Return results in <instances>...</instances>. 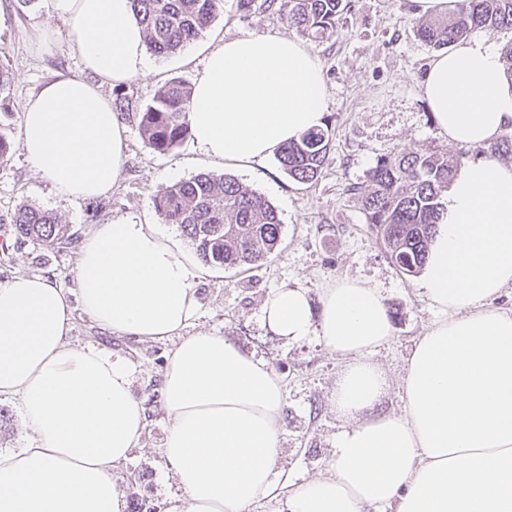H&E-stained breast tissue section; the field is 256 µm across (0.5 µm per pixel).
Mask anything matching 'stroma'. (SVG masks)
<instances>
[{
    "instance_id": "obj_1",
    "label": "stroma",
    "mask_w": 512,
    "mask_h": 512,
    "mask_svg": "<svg viewBox=\"0 0 512 512\" xmlns=\"http://www.w3.org/2000/svg\"><path fill=\"white\" fill-rule=\"evenodd\" d=\"M417 21L409 0H349L338 34L306 40V47L323 63L327 90L330 163L318 180L289 178L273 155L245 169L217 164L190 139L168 154L157 153L144 142L136 114L127 113L122 117L127 148L120 180L106 196L74 203L57 195L27 162L20 124L26 103L43 84L59 76L81 77L85 71L65 24L47 12L44 0H0V64L9 76L6 98L0 102V132L12 143L8 159L0 161V281L16 274L48 276L66 292L72 310L71 342L106 349L135 364L132 389L146 407V427L129 459L113 470L128 512L180 494L162 454L168 419L158 396L175 342H140L99 328L77 302L75 267L81 243L96 225L118 219L159 223L154 197L173 183L201 173L225 174L264 197L279 215L281 240L268 261L242 268L206 266L197 285L201 308L193 329L224 335L268 360L281 377L286 394L277 461L282 485L327 473L336 436L347 426L331 402L345 360L320 337L288 342L267 332L260 309L270 291L302 288L316 306L325 285L345 277L380 288L394 332L373 356L389 382L379 409L402 413L400 378L434 312L418 277L402 274L387 259L359 196L382 156L401 150H434L451 158L477 155L474 149L448 144L437 132L419 88L435 51L417 39ZM43 29L57 34L48 53L35 39ZM247 33L292 37L296 30L276 10L257 6L243 12L236 0H223L191 48L154 57L146 74L122 85L102 84L101 91L108 99L122 94L134 105L145 106L169 79L193 82L207 50ZM25 204L56 213L70 225L73 243L49 248L17 241L10 220Z\"/></svg>"
}]
</instances>
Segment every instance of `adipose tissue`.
I'll list each match as a JSON object with an SVG mask.
<instances>
[{
	"label": "adipose tissue",
	"instance_id": "1",
	"mask_svg": "<svg viewBox=\"0 0 512 512\" xmlns=\"http://www.w3.org/2000/svg\"><path fill=\"white\" fill-rule=\"evenodd\" d=\"M63 18L92 80L47 83L24 108L21 144L33 169L72 202L106 195L126 159L125 127L99 88L146 73L151 57L132 0H44ZM420 91L439 134L486 147L512 130V83L480 35L431 58ZM321 60L299 40L225 39L197 74L188 115L194 143L246 167L324 124ZM202 269L156 224L97 225L76 266L83 311L141 342L175 338L161 378L170 421L163 455L181 491L164 512H250L283 496L282 512H512V163L466 162L445 194L422 268L436 317L402 377L404 411L381 414L389 384L371 360L393 335L380 289L355 278L324 288L313 314L305 290L262 304L274 335L321 336L347 363L332 403L350 428L327 474L281 494L277 456L286 404L263 358L214 333L189 334ZM62 288L39 275L0 282V395L17 397L34 437L0 453V512H124L112 474L138 444L144 407L134 366L70 343Z\"/></svg>",
	"mask_w": 512,
	"mask_h": 512
}]
</instances>
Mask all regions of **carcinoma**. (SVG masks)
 Listing matches in <instances>:
<instances>
[{
    "instance_id": "carcinoma-1",
    "label": "carcinoma",
    "mask_w": 512,
    "mask_h": 512,
    "mask_svg": "<svg viewBox=\"0 0 512 512\" xmlns=\"http://www.w3.org/2000/svg\"><path fill=\"white\" fill-rule=\"evenodd\" d=\"M144 27L149 52L173 55L195 41L215 19L222 0H132ZM301 36L322 39L338 31L347 10L344 0H264ZM512 30V0H458L445 14L418 21L419 41L441 49L475 29ZM192 89L172 78L160 86L139 111L145 143L166 154L190 136L188 113ZM330 155L328 132L302 134L278 153L284 173L298 182L318 179ZM463 164L434 151H402L383 156L371 169V188L361 198L362 210L382 243L387 258L403 274L422 269L428 242L441 210V199ZM163 223L175 224L207 265H256L266 260L280 239L275 208L261 195L227 176L199 174L167 186L154 197ZM18 241L35 240L54 247L73 241L69 225L35 205L20 206L12 219Z\"/></svg>"
}]
</instances>
